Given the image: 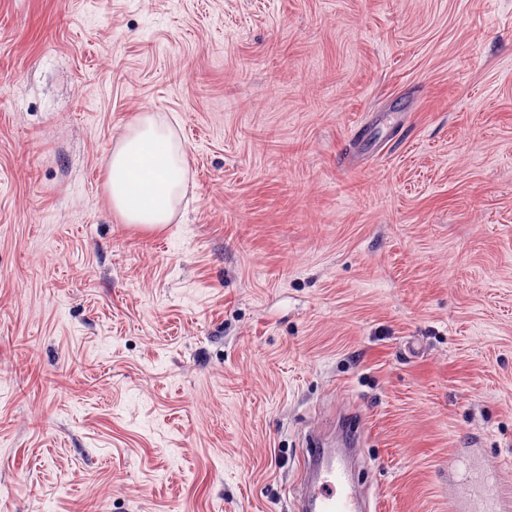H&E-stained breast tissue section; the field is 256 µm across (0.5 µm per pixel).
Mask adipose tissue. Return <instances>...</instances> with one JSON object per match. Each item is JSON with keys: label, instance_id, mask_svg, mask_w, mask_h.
Listing matches in <instances>:
<instances>
[{"label": "adipose tissue", "instance_id": "ef3b65f1", "mask_svg": "<svg viewBox=\"0 0 512 512\" xmlns=\"http://www.w3.org/2000/svg\"><path fill=\"white\" fill-rule=\"evenodd\" d=\"M189 163L173 123L140 113L116 139L107 162L112 213L124 224L158 231L186 195Z\"/></svg>", "mask_w": 512, "mask_h": 512}]
</instances>
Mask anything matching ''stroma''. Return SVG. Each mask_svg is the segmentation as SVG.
<instances>
[{"mask_svg": "<svg viewBox=\"0 0 512 512\" xmlns=\"http://www.w3.org/2000/svg\"><path fill=\"white\" fill-rule=\"evenodd\" d=\"M350 412L373 512L512 469V0H0V512H291ZM174 126L165 117L142 112L117 137L107 162L106 190L121 223L149 231L172 224L190 170Z\"/></svg>", "mask_w": 512, "mask_h": 512, "instance_id": "stroma-1", "label": "stroma"}]
</instances>
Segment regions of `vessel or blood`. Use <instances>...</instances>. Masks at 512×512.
<instances>
[{
  "label": "vessel or blood",
  "mask_w": 512,
  "mask_h": 512,
  "mask_svg": "<svg viewBox=\"0 0 512 512\" xmlns=\"http://www.w3.org/2000/svg\"><path fill=\"white\" fill-rule=\"evenodd\" d=\"M302 478L294 497L298 512H362L360 494L347 454L309 438L302 456Z\"/></svg>",
  "instance_id": "vessel-or-blood-1"
}]
</instances>
